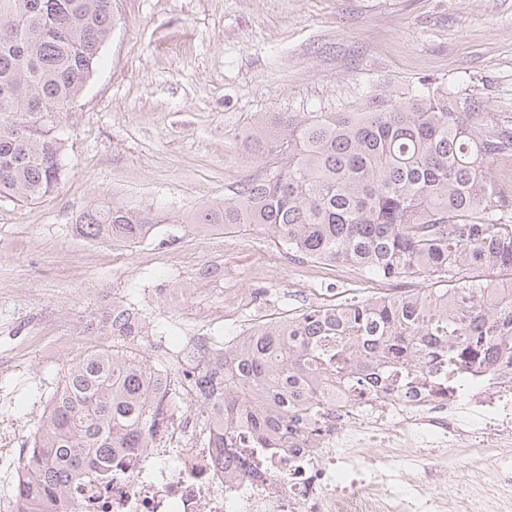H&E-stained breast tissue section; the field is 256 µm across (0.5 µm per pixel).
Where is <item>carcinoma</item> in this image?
<instances>
[{
    "mask_svg": "<svg viewBox=\"0 0 512 512\" xmlns=\"http://www.w3.org/2000/svg\"><path fill=\"white\" fill-rule=\"evenodd\" d=\"M112 0H0V198L32 203L61 179L64 140L32 115L64 109L86 86L112 32ZM275 165L199 208L189 224L268 231L288 259L345 263L372 280L422 279L430 287L306 307L235 337L213 358L173 370L133 351L96 349L63 377L20 459L12 512L48 507L89 465L151 448L185 383L203 407L222 411L214 447L280 443L316 420L336 385L448 392L426 369L454 357L479 368L512 351V196L487 180L512 157V120L480 111L472 95L423 86L399 99L368 93L352 111L304 120L263 116L248 135ZM160 212L129 202H88L75 221L90 240L146 238ZM100 324L114 336L148 335L139 312L114 306Z\"/></svg>",
    "mask_w": 512,
    "mask_h": 512,
    "instance_id": "cac0c4a2",
    "label": "carcinoma"
}]
</instances>
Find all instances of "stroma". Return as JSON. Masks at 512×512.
<instances>
[{"label": "stroma", "mask_w": 512, "mask_h": 512, "mask_svg": "<svg viewBox=\"0 0 512 512\" xmlns=\"http://www.w3.org/2000/svg\"><path fill=\"white\" fill-rule=\"evenodd\" d=\"M116 25L62 113L64 175L38 203L0 200V459L19 461L68 366L131 347L173 365L188 333L224 344L307 306L417 288L346 264H298L262 228L187 224L260 174L257 115L339 112L430 82L512 116V0H114ZM167 211L135 244L91 241L92 199ZM149 335L99 329L115 306Z\"/></svg>", "instance_id": "stroma-1"}]
</instances>
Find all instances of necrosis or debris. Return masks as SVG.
Instances as JSON below:
<instances>
[{
	"instance_id": "1",
	"label": "necrosis or debris",
	"mask_w": 512,
	"mask_h": 512,
	"mask_svg": "<svg viewBox=\"0 0 512 512\" xmlns=\"http://www.w3.org/2000/svg\"><path fill=\"white\" fill-rule=\"evenodd\" d=\"M475 375L462 395L337 388L314 434L245 453L211 447L212 425L178 409L179 446L86 468L57 512H512V364ZM452 458L467 462L464 483L436 479Z\"/></svg>"
}]
</instances>
